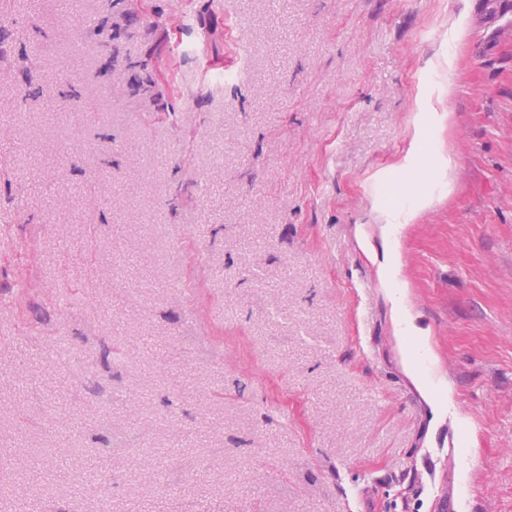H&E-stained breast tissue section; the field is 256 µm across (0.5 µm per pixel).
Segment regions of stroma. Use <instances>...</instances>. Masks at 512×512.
Here are the masks:
<instances>
[{
  "label": "stroma",
  "mask_w": 512,
  "mask_h": 512,
  "mask_svg": "<svg viewBox=\"0 0 512 512\" xmlns=\"http://www.w3.org/2000/svg\"><path fill=\"white\" fill-rule=\"evenodd\" d=\"M138 2L91 33L96 0H0V293L34 283L0 301L16 512H512V0H469L453 44L448 0H195L186 33L185 0ZM428 100L455 185L393 255L439 416L373 211L417 198L397 167ZM62 448L108 489L50 480ZM391 302L393 322L399 334H408L412 336L422 335L421 330L414 324V319L410 314L407 305L406 288H390L388 294Z\"/></svg>",
  "instance_id": "stroma-1"
}]
</instances>
